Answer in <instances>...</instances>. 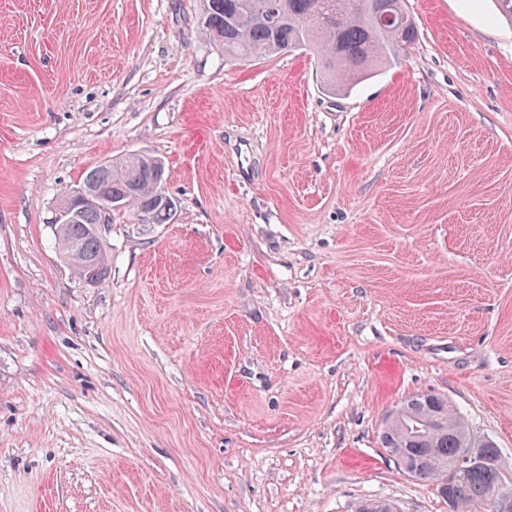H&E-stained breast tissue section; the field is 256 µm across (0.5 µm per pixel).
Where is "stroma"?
I'll use <instances>...</instances> for the list:
<instances>
[{
    "label": "stroma",
    "instance_id": "obj_1",
    "mask_svg": "<svg viewBox=\"0 0 512 512\" xmlns=\"http://www.w3.org/2000/svg\"><path fill=\"white\" fill-rule=\"evenodd\" d=\"M406 5L332 94L200 0H0V512H449L379 440L422 392L512 466V24ZM134 153L176 213L114 214L86 282L62 200Z\"/></svg>",
    "mask_w": 512,
    "mask_h": 512
}]
</instances>
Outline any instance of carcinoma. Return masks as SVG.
<instances>
[{"label":"carcinoma","instance_id":"carcinoma-1","mask_svg":"<svg viewBox=\"0 0 512 512\" xmlns=\"http://www.w3.org/2000/svg\"><path fill=\"white\" fill-rule=\"evenodd\" d=\"M205 32L224 47V56L249 58L285 50H313L325 88L346 92L398 58L414 43L417 32L405 0H202ZM83 181L104 186L112 198L135 210L144 224H166L171 211L158 201L157 185L166 181L165 166L142 155L117 164L89 169ZM99 222L95 207L85 209L82 223L56 225L63 258L81 278L88 270L71 246L95 258L104 280L109 259L104 239L90 233ZM380 442L387 451L407 457L408 476L435 481L452 512H478L503 498H512L507 470L496 446L476 439L448 400L419 393L405 399L385 418ZM468 448H482L488 466L474 465L461 479L448 483V470Z\"/></svg>","mask_w":512,"mask_h":512}]
</instances>
